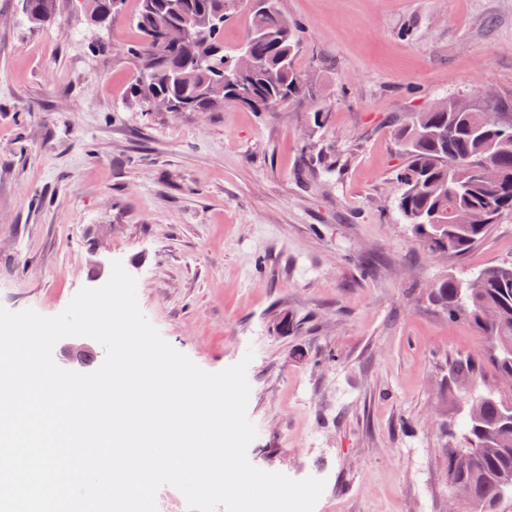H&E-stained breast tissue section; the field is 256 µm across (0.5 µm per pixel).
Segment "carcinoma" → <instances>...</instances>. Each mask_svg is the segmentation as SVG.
I'll return each instance as SVG.
<instances>
[{"label": "carcinoma", "instance_id": "carcinoma-1", "mask_svg": "<svg viewBox=\"0 0 512 512\" xmlns=\"http://www.w3.org/2000/svg\"><path fill=\"white\" fill-rule=\"evenodd\" d=\"M95 25L107 28L124 0H83ZM249 23L244 40L224 46V24L242 7ZM29 22L43 25L56 0H21ZM278 0H139V38L126 52L135 67L129 90L146 106L165 99L183 112H217L231 102L270 112L316 95L297 60L300 26L283 27ZM253 66L238 68L240 51ZM455 97L442 108L413 114L397 130L403 163L396 207L414 236L431 253L460 256L492 225L512 213V112L500 96L472 105ZM490 163L500 173H478ZM433 301L448 317L467 318L487 339L476 357L454 362L450 379L469 384L491 369L512 382V262L487 267L468 280H439ZM462 431L466 446L448 449V485L467 487L474 512H500L512 498V393L489 392L467 404Z\"/></svg>", "mask_w": 512, "mask_h": 512}]
</instances>
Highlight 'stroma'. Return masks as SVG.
Wrapping results in <instances>:
<instances>
[{"label": "stroma", "mask_w": 512, "mask_h": 512, "mask_svg": "<svg viewBox=\"0 0 512 512\" xmlns=\"http://www.w3.org/2000/svg\"><path fill=\"white\" fill-rule=\"evenodd\" d=\"M280 7L318 98L173 113L128 96L137 0L105 31L80 0L40 27L0 0V305L57 315L121 262L200 368L250 357L252 465L325 479L316 512H448L467 398L448 369L485 341L431 290L512 260V214L463 256L431 254L395 206L396 129L451 97L512 100V0ZM319 151L332 171L306 168Z\"/></svg>", "instance_id": "obj_1"}]
</instances>
